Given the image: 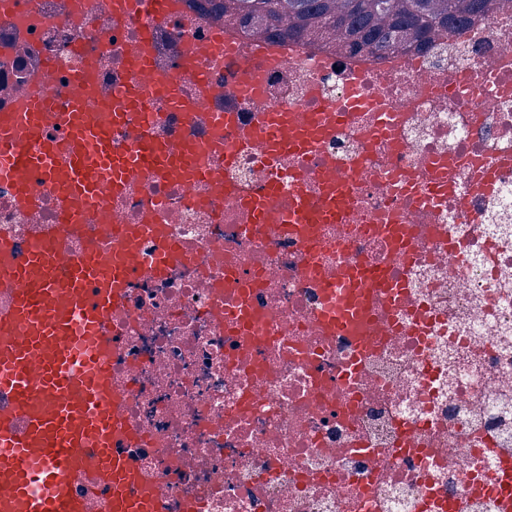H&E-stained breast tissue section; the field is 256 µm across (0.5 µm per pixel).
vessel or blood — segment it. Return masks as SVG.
<instances>
[{
    "label": "vessel or blood",
    "mask_w": 512,
    "mask_h": 512,
    "mask_svg": "<svg viewBox=\"0 0 512 512\" xmlns=\"http://www.w3.org/2000/svg\"><path fill=\"white\" fill-rule=\"evenodd\" d=\"M114 21L137 20L139 35L126 47L122 63L133 82L104 87L77 71L62 103L48 100L53 66L37 75L39 94L20 100L16 111L0 115V181L9 184L19 206L35 199L34 175H42L54 195L57 232L37 233L17 254L0 237V512H162L157 486L131 464L121 448L145 442L126 419L127 392L112 381L110 338L113 318L127 312L128 277L145 269L166 272L184 256L169 240L165 225L127 223L116 203L135 183L176 184L194 199L200 173H210L216 195L234 194L222 169L237 147L264 158L274 173L250 197L241 213L246 224L278 221L282 230L315 245V228L338 222L349 211L350 192L329 162L317 170L318 197H309L304 174L284 178L283 154L315 155L336 128L347 125L361 102L319 103L282 108L255 96L258 76L246 71L240 88L253 94L257 112L251 126H238L230 113L210 111L219 88L197 82L184 93L171 75L154 65V31L177 14L182 0H103ZM215 32L206 49L186 50L181 69L193 73L202 51L229 48ZM151 94L166 96L186 118L204 112L209 134L203 139L159 142L150 131L158 113L143 110ZM136 113L139 137L114 149L112 133ZM56 136H48L50 127ZM235 130L233 143L224 133ZM91 241L79 249L60 248V238ZM159 240L145 254V237ZM325 304L318 314L323 336L349 337L358 349L377 340L376 305L402 298L386 266L341 264L322 272Z\"/></svg>",
    "instance_id": "1"
}]
</instances>
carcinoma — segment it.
Returning a JSON list of instances; mask_svg holds the SVG:
<instances>
[{"instance_id": "carcinoma-1", "label": "carcinoma", "mask_w": 512, "mask_h": 512, "mask_svg": "<svg viewBox=\"0 0 512 512\" xmlns=\"http://www.w3.org/2000/svg\"><path fill=\"white\" fill-rule=\"evenodd\" d=\"M206 16L231 20L266 41H339L377 60L406 49H429L460 36L477 17L494 14L499 0H207Z\"/></svg>"}]
</instances>
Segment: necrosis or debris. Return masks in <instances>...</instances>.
I'll list each match as a JSON object with an SVG mask.
<instances>
[{
	"label": "necrosis or debris",
	"instance_id": "1",
	"mask_svg": "<svg viewBox=\"0 0 512 512\" xmlns=\"http://www.w3.org/2000/svg\"><path fill=\"white\" fill-rule=\"evenodd\" d=\"M212 24L185 0L181 13L155 34V64L193 78L181 60L209 41ZM136 22L117 23L104 7L85 28L66 14V0H13L0 10V113L15 111L31 76L56 64L53 91L63 94L73 72L91 67L99 84L133 81L120 63ZM233 53L209 54L198 73L224 92L211 108L253 117L238 86L240 61L258 40L231 26ZM108 50L87 59L80 39ZM281 67L259 74L267 101L312 105L314 95L343 102L349 86L374 96L373 109L337 128L312 157H284L283 170L306 174L318 196L316 170L335 161L353 207L320 227L319 267L384 260L389 243L381 224L418 232L392 266L406 300L382 310L390 332L362 361L358 379L340 370L354 356L347 337L326 340L313 317L323 303L319 277L307 271L310 248L278 224L243 228L244 195L265 184L267 163L246 149L224 171L239 193L211 199L201 177L202 205L177 187L138 186L121 206L130 223L153 219L188 256L163 276L133 274L129 307L136 320L115 319L112 380L132 388L127 417L150 446L127 449L129 459L158 485L165 512H180L194 497L198 512H501L494 487L504 459H512V4L475 20L465 35L369 60L339 46L283 45ZM159 113L160 140L207 134L187 122L164 96L147 100ZM394 121L374 136L377 112ZM454 154L458 194L427 206L424 189L438 176L433 160ZM39 209L19 208L0 183V235L24 249L35 223L56 221L53 200L35 183ZM461 254L448 263V247ZM224 251L220 266L204 265L210 248ZM245 281L247 297L216 301L200 278ZM248 301L260 321L254 339L214 305ZM178 459L171 468L170 459Z\"/></svg>",
	"mask_w": 512,
	"mask_h": 512
}]
</instances>
